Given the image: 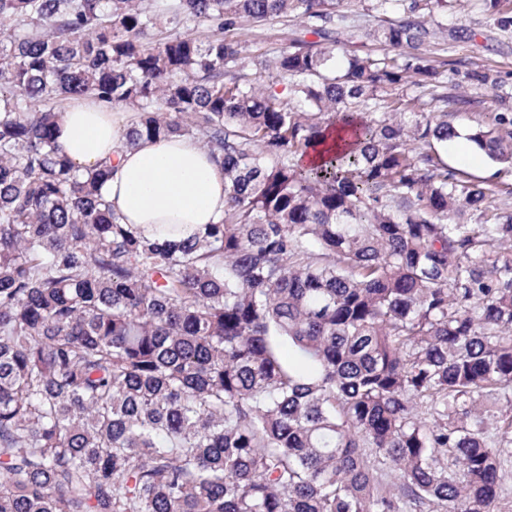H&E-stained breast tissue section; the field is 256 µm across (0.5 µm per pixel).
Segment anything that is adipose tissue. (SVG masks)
<instances>
[{
  "label": "adipose tissue",
  "mask_w": 512,
  "mask_h": 512,
  "mask_svg": "<svg viewBox=\"0 0 512 512\" xmlns=\"http://www.w3.org/2000/svg\"><path fill=\"white\" fill-rule=\"evenodd\" d=\"M115 109L90 98L70 100L62 109L58 141L78 170L114 158L117 171L104 187L124 223L137 224L147 237L179 225L193 234L224 217V171L197 138L173 134L122 144Z\"/></svg>",
  "instance_id": "obj_1"
}]
</instances>
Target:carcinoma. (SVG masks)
Returning a JSON list of instances; mask_svg holds the SVG:
<instances>
[{"mask_svg":"<svg viewBox=\"0 0 512 512\" xmlns=\"http://www.w3.org/2000/svg\"><path fill=\"white\" fill-rule=\"evenodd\" d=\"M373 2L399 18L349 54L340 0H0V512H500L512 212L436 144L504 80L421 52L452 0ZM273 18L323 42L257 84L232 31ZM81 97L134 114L126 146L198 137L224 219L122 223L114 162L57 140ZM497 103L468 139L511 171Z\"/></svg>","mask_w":512,"mask_h":512,"instance_id":"cac0c4a2","label":"carcinoma"}]
</instances>
